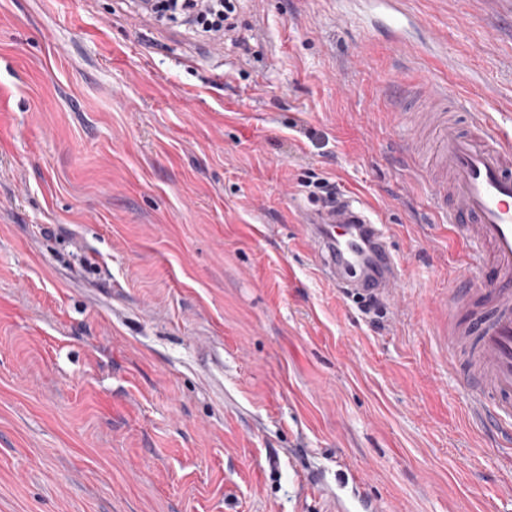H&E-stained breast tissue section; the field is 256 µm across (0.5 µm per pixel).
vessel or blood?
I'll return each instance as SVG.
<instances>
[{"label": "vessel or blood", "mask_w": 512, "mask_h": 512, "mask_svg": "<svg viewBox=\"0 0 512 512\" xmlns=\"http://www.w3.org/2000/svg\"><path fill=\"white\" fill-rule=\"evenodd\" d=\"M432 135L449 186L434 185L450 232L470 248L451 297L457 324L448 347L470 406L492 429L512 431V137L486 116L441 119ZM327 278L349 297L382 299L401 277L382 225L354 201L304 212Z\"/></svg>", "instance_id": "obj_1"}]
</instances>
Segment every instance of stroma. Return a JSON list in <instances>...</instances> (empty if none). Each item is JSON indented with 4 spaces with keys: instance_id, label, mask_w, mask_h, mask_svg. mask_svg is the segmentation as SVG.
<instances>
[{
    "instance_id": "obj_1",
    "label": "stroma",
    "mask_w": 512,
    "mask_h": 512,
    "mask_svg": "<svg viewBox=\"0 0 512 512\" xmlns=\"http://www.w3.org/2000/svg\"><path fill=\"white\" fill-rule=\"evenodd\" d=\"M0 0V512H512L443 339L466 247L402 151L417 94L512 132V0ZM325 177L402 277L371 310L301 222ZM148 12L160 20L185 19L210 39H222L234 31L235 6L231 0H156Z\"/></svg>"
}]
</instances>
